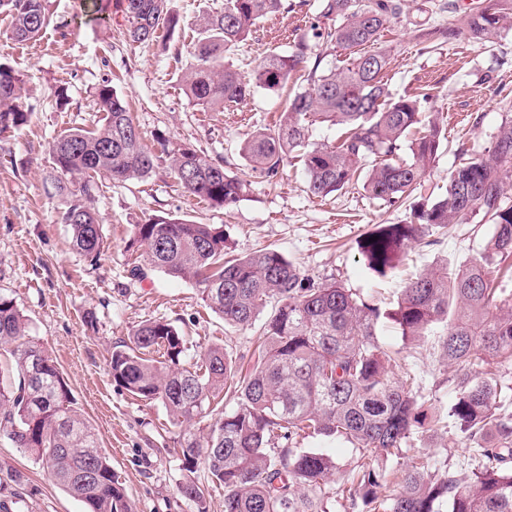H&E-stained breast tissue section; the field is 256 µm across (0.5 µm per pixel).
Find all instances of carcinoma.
<instances>
[{"label": "carcinoma", "mask_w": 512, "mask_h": 512, "mask_svg": "<svg viewBox=\"0 0 512 512\" xmlns=\"http://www.w3.org/2000/svg\"><path fill=\"white\" fill-rule=\"evenodd\" d=\"M306 0H224L204 17L191 47L194 63L182 78L189 102L222 112L257 90H278L300 73L297 91L273 127L242 145L249 176L270 181L287 163H299L308 192L326 197L362 182L372 200L392 206L420 185L446 140L438 117L424 111L427 95L391 97L384 71L388 50L381 33L407 19L404 0H319V14L334 24L302 39L292 52L270 51L245 76L229 63L240 43L266 18L289 13ZM133 42L153 39L159 27L174 32L179 20L170 0H117ZM11 39L30 43L49 24L47 0H0ZM512 29V12L486 5L458 21L424 27L418 38L433 48L463 33L488 41ZM342 51L346 66L323 69L317 46ZM24 80L0 62V133L25 126L31 108ZM101 114L90 128L72 127L49 144L58 189L65 197L62 223L73 248L91 262L102 250V229L92 207L96 179L144 180L165 162L189 194L229 208L248 194L251 181L192 148L152 151L142 143L123 100L105 81L95 91ZM341 128L332 142H311L312 126ZM370 164L366 175L361 166ZM512 173V120L491 146L459 163L446 192L415 209L407 224H377L359 242L368 268L395 272L404 251L439 228L487 220L492 236L478 255L448 269L442 263L405 282L391 314L337 281L318 284L274 249L231 254L224 229L179 216H158L134 226L153 267L201 285L202 300L232 326L254 325L268 304L275 311L260 326L252 370L239 373L220 344L210 346L195 369L183 366V336L164 321H146L112 345V380L132 396L161 403L180 428L183 480L179 493L196 512H209L207 492L195 473L204 467L224 486V512H512V408L501 398L512 370V198L504 178ZM377 237L374 242L371 237ZM389 317L407 341L435 337L450 369L454 397L449 419L477 465L464 476L443 460L428 477L421 456L406 457L398 490L386 494L384 474L365 464L401 451L411 441L424 388L412 370L382 346L377 328ZM0 439L30 453L51 480L80 501L85 512H135L112 473L89 422L73 407L71 390L50 354L29 337L13 300L0 296ZM234 393L236 408L220 413L199 436L190 423L211 399ZM320 436L349 442L363 464L349 488L337 486L336 459L299 439ZM92 469L95 476L85 479ZM27 483L20 470L0 476V512H16Z\"/></svg>", "instance_id": "carcinoma-1"}]
</instances>
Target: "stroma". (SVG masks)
Segmentation results:
<instances>
[{"label": "stroma", "mask_w": 512, "mask_h": 512, "mask_svg": "<svg viewBox=\"0 0 512 512\" xmlns=\"http://www.w3.org/2000/svg\"><path fill=\"white\" fill-rule=\"evenodd\" d=\"M478 2L406 0V21L388 24L383 33L390 49L385 78L392 95L429 94L431 111L448 126V142L418 192L422 198L444 190L460 160L458 145L482 152L512 119V29L501 30L489 43L464 35L434 48L417 36L418 26L460 16ZM223 3L172 0L178 29L172 34L158 29L147 43L127 39L122 14L96 12L93 0H49L53 29L34 44H16L8 36V21L0 20V59L21 71L32 108L26 126L0 135V296L15 302L30 336L51 352L135 512H195V506L178 491L183 472L174 451L176 428L161 403L137 399L113 382L108 365L113 343L144 321L162 320L183 336L188 363L221 344L246 367L256 331L226 325L204 305L196 282L145 265L142 250L131 245L134 225L167 215L218 224L238 254L276 250L316 281H339L383 307L394 300L403 280L444 261L464 262L494 230L489 223L449 225L432 244L409 250L397 278L383 279L368 269L358 241L374 225L409 222L412 200L385 207L357 187L318 198L307 191L302 168L295 164L273 181L252 184L236 205L215 209L186 193L162 166L144 181L103 180L93 202L101 220V258L93 264L74 251L70 228L59 217L63 199L48 144L65 129L96 120L93 95L102 82H111L129 102L146 144L161 133L170 147L201 151L223 162L231 174L248 177L240 145L248 134L275 124L286 89L262 90L224 111L205 112L188 103L180 85L192 62L191 42L201 16ZM327 24L313 8L268 17L230 61L251 74L262 59L256 44L288 52L295 41L311 38L313 26ZM62 92L67 95L63 101L58 98ZM137 264L143 273L135 277L131 269ZM378 334L384 348L401 351L425 382L428 416L446 415L452 394L431 345L403 341L388 319L381 321ZM417 432L414 445L426 472H433L438 457L460 471L473 464L472 448L454 431L423 425ZM0 467L23 471L29 479V493L17 512H83L40 463L5 440L0 441Z\"/></svg>", "instance_id": "1"}]
</instances>
